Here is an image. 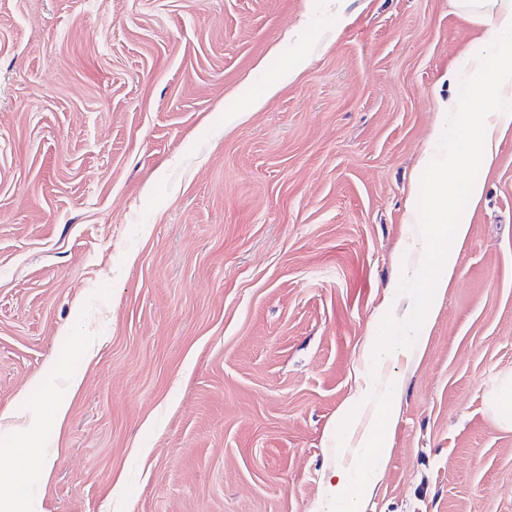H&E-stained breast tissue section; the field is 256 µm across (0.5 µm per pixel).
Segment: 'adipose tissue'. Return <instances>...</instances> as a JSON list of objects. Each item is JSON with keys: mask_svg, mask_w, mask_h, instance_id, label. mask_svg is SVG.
Here are the masks:
<instances>
[{"mask_svg": "<svg viewBox=\"0 0 512 512\" xmlns=\"http://www.w3.org/2000/svg\"><path fill=\"white\" fill-rule=\"evenodd\" d=\"M464 15L481 22L485 30L457 64L466 77L462 95L437 96L434 140L424 149L416 164L422 189L409 200L408 223L418 232L404 250L400 273L406 280L423 284L425 293L407 296L395 320L414 329L408 341L387 336L379 341L373 358L383 363L398 356L423 354L425 328L434 317L441 294L455 277L459 256L471 222V205L477 204L485 190L475 177L478 169L489 167L498 153L501 139L512 131V0H454ZM308 62L306 53L291 61L267 58L263 66L270 78L262 95L241 86L235 106L228 108L227 122L244 120L259 110L284 84L294 81ZM465 204H458V197ZM402 384L391 375L381 384L367 383L374 406L365 423L356 425L343 448L336 451V466L327 477L318 503L320 512H362L383 477L381 468H365L361 459H381L387 451L386 436L396 417L395 395ZM70 403L47 388L28 417L27 424L14 428L17 443L0 450V512H23V476L45 467L39 453L37 427L47 424L62 429Z\"/></svg>", "mask_w": 512, "mask_h": 512, "instance_id": "obj_1", "label": "adipose tissue"}]
</instances>
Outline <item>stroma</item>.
Wrapping results in <instances>:
<instances>
[{"label": "stroma", "mask_w": 512, "mask_h": 512, "mask_svg": "<svg viewBox=\"0 0 512 512\" xmlns=\"http://www.w3.org/2000/svg\"><path fill=\"white\" fill-rule=\"evenodd\" d=\"M484 27L450 0H0V441L82 375L29 512H316L365 379L402 376L364 512H512V133L426 352L374 340L435 92ZM310 60L243 122L259 64ZM490 410L503 428L512 429V375L503 376L489 399Z\"/></svg>", "instance_id": "35a3bbf8"}]
</instances>
